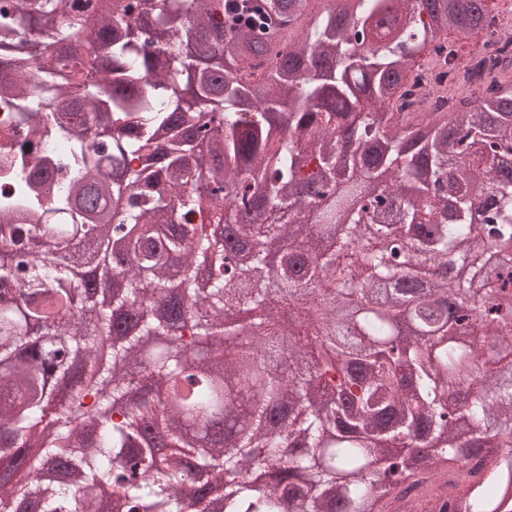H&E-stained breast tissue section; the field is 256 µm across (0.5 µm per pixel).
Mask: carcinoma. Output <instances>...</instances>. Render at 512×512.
Returning a JSON list of instances; mask_svg holds the SVG:
<instances>
[{"mask_svg": "<svg viewBox=\"0 0 512 512\" xmlns=\"http://www.w3.org/2000/svg\"><path fill=\"white\" fill-rule=\"evenodd\" d=\"M317 2L0 4V97L77 171L47 206L26 187L0 207L10 512H99L103 486L121 512H207L187 475L253 448L266 481L224 487L223 512H392L431 483L439 512H512V314H493L512 285V36L487 0ZM448 30L484 34L480 54ZM78 235L120 297L68 254ZM406 304L419 335L399 341ZM241 307L237 353L205 348Z\"/></svg>", "mask_w": 512, "mask_h": 512, "instance_id": "obj_1", "label": "carcinoma"}]
</instances>
